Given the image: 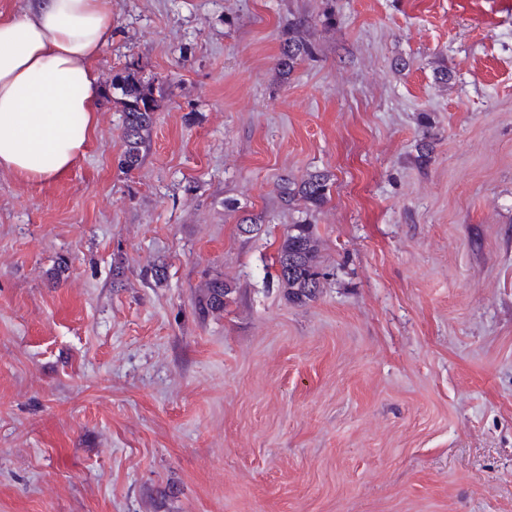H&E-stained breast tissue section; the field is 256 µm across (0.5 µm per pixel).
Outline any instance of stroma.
<instances>
[{
    "instance_id": "obj_1",
    "label": "stroma",
    "mask_w": 512,
    "mask_h": 512,
    "mask_svg": "<svg viewBox=\"0 0 512 512\" xmlns=\"http://www.w3.org/2000/svg\"><path fill=\"white\" fill-rule=\"evenodd\" d=\"M96 67L85 157L0 171V512H512V0H112ZM316 171L297 304L277 185ZM300 26H302V22L299 20L290 31L288 30L280 44L276 66L278 73L284 79L288 78L295 68L309 58L313 52L311 43L296 35ZM112 88L120 89L123 96V162L128 169H134L141 164L149 147L158 100L151 87L142 85L130 71L116 75ZM306 221L290 226L273 264L278 286L284 288L288 299L297 303L315 299L325 278L318 256L315 224ZM236 288L224 279H212L205 284L199 295L197 305L202 315L221 312L231 302Z\"/></svg>"
}]
</instances>
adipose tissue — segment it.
Returning <instances> with one entry per match:
<instances>
[{"label": "adipose tissue", "mask_w": 512, "mask_h": 512, "mask_svg": "<svg viewBox=\"0 0 512 512\" xmlns=\"http://www.w3.org/2000/svg\"><path fill=\"white\" fill-rule=\"evenodd\" d=\"M112 42V0H32L0 13V170L40 182L84 158Z\"/></svg>", "instance_id": "ef3b65f1"}]
</instances>
